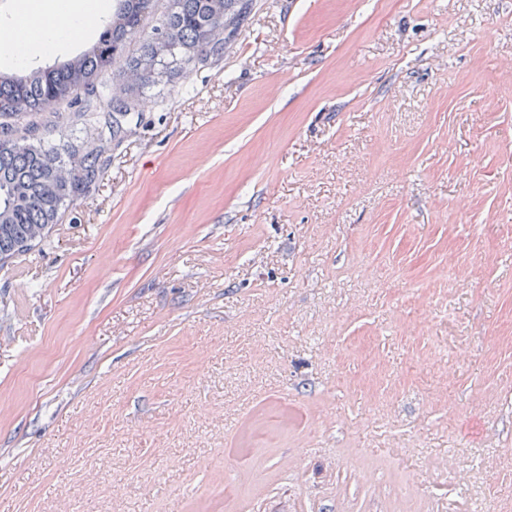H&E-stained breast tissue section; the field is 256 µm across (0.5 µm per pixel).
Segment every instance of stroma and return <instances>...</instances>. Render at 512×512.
Segmentation results:
<instances>
[{
    "label": "stroma",
    "instance_id": "stroma-1",
    "mask_svg": "<svg viewBox=\"0 0 512 512\" xmlns=\"http://www.w3.org/2000/svg\"><path fill=\"white\" fill-rule=\"evenodd\" d=\"M511 67L512 0H252L141 92L0 267V512L512 499Z\"/></svg>",
    "mask_w": 512,
    "mask_h": 512
}]
</instances>
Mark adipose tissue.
Returning a JSON list of instances; mask_svg holds the SVG:
<instances>
[{
  "instance_id": "1",
  "label": "adipose tissue",
  "mask_w": 512,
  "mask_h": 512,
  "mask_svg": "<svg viewBox=\"0 0 512 512\" xmlns=\"http://www.w3.org/2000/svg\"><path fill=\"white\" fill-rule=\"evenodd\" d=\"M107 12L102 0H12L0 18V54L16 67L32 65L41 46H76Z\"/></svg>"
}]
</instances>
